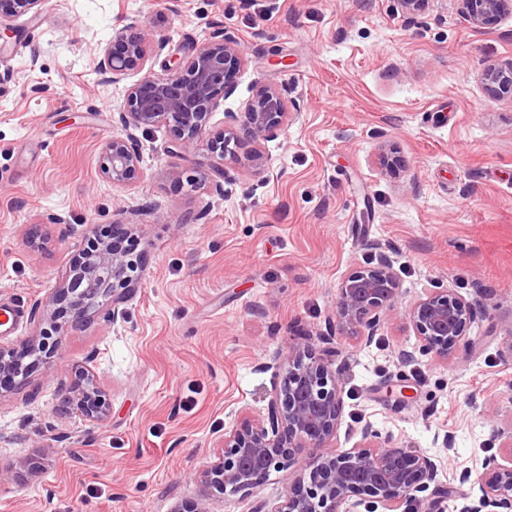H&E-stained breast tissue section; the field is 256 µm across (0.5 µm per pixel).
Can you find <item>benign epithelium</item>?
Returning a JSON list of instances; mask_svg holds the SVG:
<instances>
[{"label": "benign epithelium", "mask_w": 512, "mask_h": 512, "mask_svg": "<svg viewBox=\"0 0 512 512\" xmlns=\"http://www.w3.org/2000/svg\"><path fill=\"white\" fill-rule=\"evenodd\" d=\"M42 0H0V18L17 20ZM468 20L477 29L496 23L512 13V0H460ZM166 46L145 26L125 25L115 31L112 44L103 48L98 69L119 81L131 71L144 75L130 85L120 108V120L137 128L159 124L171 127L173 138L168 153L183 155L201 142L215 158L212 171L224 176L226 158L244 159L255 168L262 166L257 143L277 130L290 117L285 91L264 82L255 84L244 112L227 113L228 126L203 140L210 113L233 91L232 78L243 63L238 38L224 31L191 47L184 55L173 54L165 73L148 67ZM486 90L495 96L512 95V63L491 65L485 70ZM103 175L114 183H127L141 175V156L132 137L110 138L100 155ZM122 224L112 225V242H101L85 252L60 276L55 295L34 303L38 320L48 315L50 303L68 301L69 323L83 324L104 304L110 305L112 322L124 318L128 291L135 286L132 272L138 260L120 248L125 234ZM398 277L389 256L381 251L376 264L355 268L339 282L336 298V336L300 333L288 344L279 362L281 379L275 386L267 421L244 417L224 431L215 452L216 460L199 472L200 496L177 506L175 512H214L219 496L248 494L269 472L288 462L296 465L294 491L271 512H398L407 501L416 512L429 509L422 493L433 489L448 499L462 491L468 503L463 512H512V456L501 463L489 459L477 477L462 469L456 482L440 483V465L426 455L406 448L373 447L368 425L360 429L361 440L351 448H335L344 411L342 386L333 371L337 347L331 341L354 337L366 344L401 299ZM487 294L477 293L467 301L449 290L432 291L411 303L406 317L421 343V349L446 360L468 341L467 330L483 307ZM45 352L39 337L22 348L0 346V394L14 386L21 363L33 352ZM88 424L106 419L109 401L96 386L94 375L81 371L62 406ZM364 510H359V507Z\"/></svg>", "instance_id": "7a95c632"}]
</instances>
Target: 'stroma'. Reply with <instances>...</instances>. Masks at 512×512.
<instances>
[{
	"label": "stroma",
	"instance_id": "stroma-1",
	"mask_svg": "<svg viewBox=\"0 0 512 512\" xmlns=\"http://www.w3.org/2000/svg\"><path fill=\"white\" fill-rule=\"evenodd\" d=\"M145 25L166 41L152 60L234 33L244 63L206 130L245 111L257 82L285 89L293 116L259 148L254 173L206 146L166 151L168 127L134 133L142 174L100 170L118 109L139 75L96 69L115 29ZM0 38V297L24 317L0 345L38 330L61 353L0 394V512H173L197 497L225 429L266 418L276 356L297 332L336 329V289L351 269L390 257L402 298L371 344L341 340L333 364L345 408L335 444L370 425L379 445L480 473L512 430V99L484 88L512 61V14L473 28L460 0H42ZM147 256L113 322L100 308L78 328L34 319L61 270L113 224ZM44 244H34L32 226ZM488 292L449 362L420 351L405 311L435 290ZM413 359L400 361L399 350ZM93 370L110 411L91 426L59 414L78 367ZM452 437L450 447L439 435ZM39 469H31L30 459ZM296 481L271 470L218 512H267Z\"/></svg>",
	"mask_w": 512,
	"mask_h": 512
}]
</instances>
